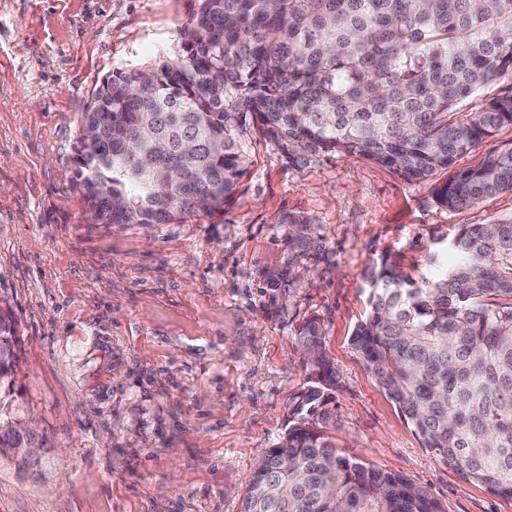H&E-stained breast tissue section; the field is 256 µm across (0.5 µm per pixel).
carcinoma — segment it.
<instances>
[{
    "mask_svg": "<svg viewBox=\"0 0 512 512\" xmlns=\"http://www.w3.org/2000/svg\"><path fill=\"white\" fill-rule=\"evenodd\" d=\"M179 51L92 93L76 181L103 224L224 214L258 128L293 166L368 158L409 181L512 126V0H198ZM512 192V143L434 189L448 210ZM434 277L387 258L352 342L379 387L464 479L512 499V220L448 240ZM314 384L258 464L240 512H445L424 488L340 452L319 323L297 331ZM17 323L0 306V402Z\"/></svg>",
    "mask_w": 512,
    "mask_h": 512,
    "instance_id": "obj_1",
    "label": "carcinoma"
}]
</instances>
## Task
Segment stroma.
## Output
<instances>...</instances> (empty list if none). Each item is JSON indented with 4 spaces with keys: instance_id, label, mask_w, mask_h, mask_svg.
I'll return each instance as SVG.
<instances>
[{
    "instance_id": "35a3bbf8",
    "label": "stroma",
    "mask_w": 512,
    "mask_h": 512,
    "mask_svg": "<svg viewBox=\"0 0 512 512\" xmlns=\"http://www.w3.org/2000/svg\"><path fill=\"white\" fill-rule=\"evenodd\" d=\"M197 8L0 0V304L18 327L13 416L40 455L27 469L0 453V512H240L310 383L296 331L311 317L336 372L331 432L345 454L447 512H512L423 447L351 342L371 265L389 255L431 274L441 240L512 218V193L448 211L433 182L359 156L294 167L250 127L223 215H88L73 173L92 92L115 69L174 56Z\"/></svg>"
}]
</instances>
